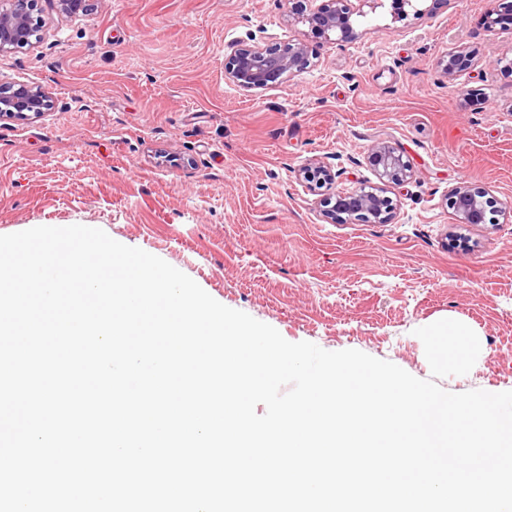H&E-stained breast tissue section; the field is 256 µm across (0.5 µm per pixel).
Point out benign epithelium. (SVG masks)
<instances>
[{
	"mask_svg": "<svg viewBox=\"0 0 512 512\" xmlns=\"http://www.w3.org/2000/svg\"><path fill=\"white\" fill-rule=\"evenodd\" d=\"M92 0H58L59 11L67 16L85 14ZM324 0L305 16L312 32L330 40V34L339 33L338 40L356 37L352 16L365 15L364 8L374 12L385 6V0ZM38 0H0V55L34 46L41 39L42 20L37 9ZM488 29L512 27V0H492V7L485 11ZM312 46L305 40L287 47L268 48L256 45H235L224 65L225 76L241 91L256 94L276 82L284 74L310 64ZM475 64L474 53L457 49L448 53L443 74L452 78ZM53 108L48 93L41 87L28 83L0 84V121L38 119ZM369 163L379 181L370 188L365 185L350 191H336L324 199L331 204L332 217L343 214L359 221L384 224L392 212V200L385 196L389 188L403 186L412 179V168L403 154L389 144H378L371 149ZM303 177L318 188L332 184L330 170L325 165L301 171ZM486 192L479 187L458 186L449 193V206L460 224L484 222Z\"/></svg>",
	"mask_w": 512,
	"mask_h": 512,
	"instance_id": "benign-epithelium-1",
	"label": "benign epithelium"
}]
</instances>
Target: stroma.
I'll return each mask as SVG.
<instances>
[{
	"mask_svg": "<svg viewBox=\"0 0 512 512\" xmlns=\"http://www.w3.org/2000/svg\"><path fill=\"white\" fill-rule=\"evenodd\" d=\"M322 0H39L40 43L0 56V83L44 88L40 120L0 122V235L81 224L160 257L287 341L356 349L427 379L417 328L469 326L481 344L460 393L512 389V28L488 0H421L316 40L308 67L247 95L224 76L236 44L311 37L293 8ZM466 46L473 69L441 63ZM402 149L389 223H333L300 168L334 189L375 182L372 147ZM485 188L496 214L458 223L451 189ZM492 7L485 11L483 20L487 29H500L512 27V1L492 0Z\"/></svg>",
	"mask_w": 512,
	"mask_h": 512,
	"instance_id": "obj_1",
	"label": "stroma"
}]
</instances>
